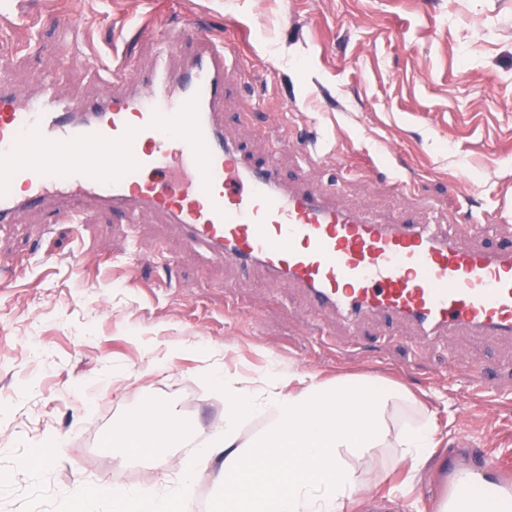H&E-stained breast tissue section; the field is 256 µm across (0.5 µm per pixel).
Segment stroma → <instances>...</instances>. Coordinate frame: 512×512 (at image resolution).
Here are the masks:
<instances>
[{
	"instance_id": "obj_1",
	"label": "stroma",
	"mask_w": 512,
	"mask_h": 512,
	"mask_svg": "<svg viewBox=\"0 0 512 512\" xmlns=\"http://www.w3.org/2000/svg\"><path fill=\"white\" fill-rule=\"evenodd\" d=\"M180 30L204 23L235 48L224 133L283 181L322 185L345 172L344 204L380 220L410 185L417 211L442 221L498 213L491 244L512 239V0H0V77L37 88L55 75L73 97L101 91L91 58L144 66L157 12ZM334 145L304 159L298 135ZM44 215L0 224V512H84L95 484L163 480L151 466L97 464L148 398L176 406L196 437L213 429V394L191 400L202 369L245 377L292 366L365 374L413 391L439 442L429 471L383 468L345 512H435L475 452L512 460V343L460 334L421 342L372 318L358 341L335 315L309 314L295 291L241 274L154 216L131 224L94 209L43 231ZM491 394H471L478 366ZM53 451L33 462V447Z\"/></svg>"
}]
</instances>
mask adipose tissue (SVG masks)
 <instances>
[{"instance_id": "ef3b65f1", "label": "adipose tissue", "mask_w": 512, "mask_h": 512, "mask_svg": "<svg viewBox=\"0 0 512 512\" xmlns=\"http://www.w3.org/2000/svg\"><path fill=\"white\" fill-rule=\"evenodd\" d=\"M204 383L223 395L224 423L178 461L165 491L103 481L90 489V503L107 512H172L186 506L198 476L217 467L224 512H343L377 484L380 466L406 467L415 478L437 447L422 404L379 378L324 379L291 368L248 379L209 375ZM255 420L263 427L248 434ZM188 433L172 404L149 400L111 440V453L121 461L163 459ZM458 482L478 487V498L465 504L449 495L437 512H512V490L465 470Z\"/></svg>"}]
</instances>
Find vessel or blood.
Returning a JSON list of instances; mask_svg holds the SVG:
<instances>
[{"label":"vessel or blood","instance_id":"b4317fda","mask_svg":"<svg viewBox=\"0 0 512 512\" xmlns=\"http://www.w3.org/2000/svg\"><path fill=\"white\" fill-rule=\"evenodd\" d=\"M182 66L167 38L151 68L106 69L99 98L70 97L55 78L30 93L0 79V224L57 201L73 221L79 198L121 218L158 216L240 269L297 289L310 311L360 329L370 316L424 339L459 331L512 340V244L489 249L454 225L392 222L340 204L336 186L284 183L224 136L222 39L188 22Z\"/></svg>","mask_w":512,"mask_h":512}]
</instances>
